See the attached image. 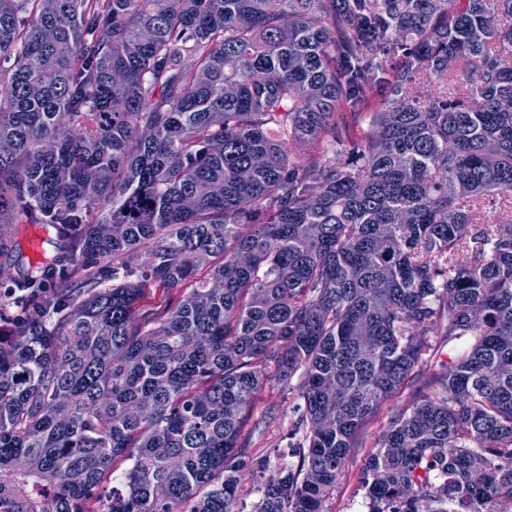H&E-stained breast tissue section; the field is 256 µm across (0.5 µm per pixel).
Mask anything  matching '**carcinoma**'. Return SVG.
I'll return each mask as SVG.
<instances>
[{
  "label": "carcinoma",
  "instance_id": "carcinoma-1",
  "mask_svg": "<svg viewBox=\"0 0 512 512\" xmlns=\"http://www.w3.org/2000/svg\"><path fill=\"white\" fill-rule=\"evenodd\" d=\"M507 101L512 0H0V260L55 249L0 282V512H327L434 329L463 349L368 512L512 504ZM271 380L275 467L241 443ZM21 227L22 231L20 232L18 239L20 241L23 253L27 257L33 261H44L46 257L48 259L54 254L53 247L48 244L43 245L44 251H41L39 248L37 250L32 248V240H35L38 243L45 233L48 234V232L42 228L40 224H23Z\"/></svg>",
  "mask_w": 512,
  "mask_h": 512
}]
</instances>
